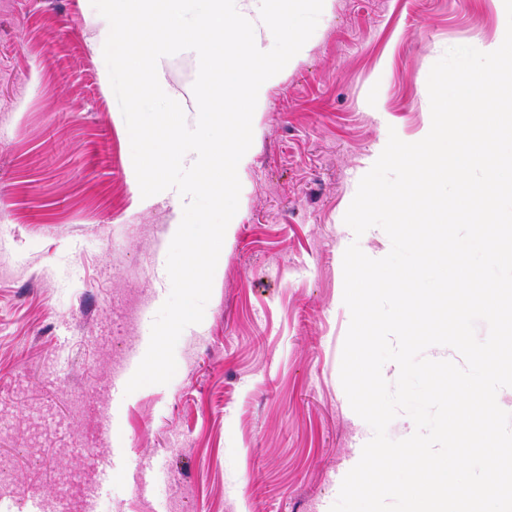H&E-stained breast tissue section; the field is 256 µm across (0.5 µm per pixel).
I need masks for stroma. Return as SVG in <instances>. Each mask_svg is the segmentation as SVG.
<instances>
[{
	"instance_id": "1",
	"label": "stroma",
	"mask_w": 512,
	"mask_h": 512,
	"mask_svg": "<svg viewBox=\"0 0 512 512\" xmlns=\"http://www.w3.org/2000/svg\"><path fill=\"white\" fill-rule=\"evenodd\" d=\"M502 7L330 0L254 112L223 270L174 377L116 396L126 300L168 298L176 212L141 195L90 0H0V512L112 460L95 512H329L373 436L340 380L344 215L382 139L430 129L432 65L495 43ZM158 68L195 126L197 59Z\"/></svg>"
}]
</instances>
